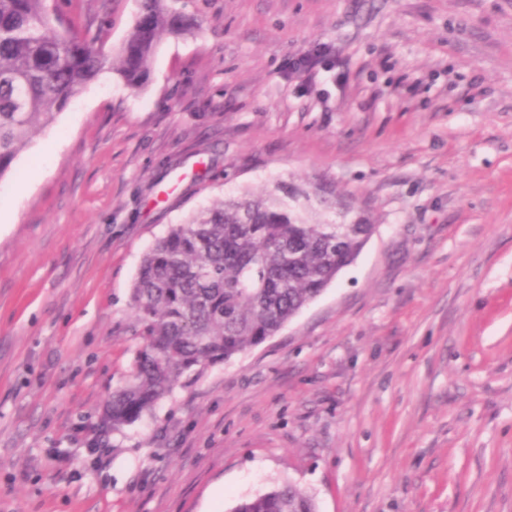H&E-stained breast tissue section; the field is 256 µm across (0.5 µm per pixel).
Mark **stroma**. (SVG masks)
I'll list each match as a JSON object with an SVG mask.
<instances>
[{
    "label": "stroma",
    "instance_id": "35a3bbf8",
    "mask_svg": "<svg viewBox=\"0 0 512 512\" xmlns=\"http://www.w3.org/2000/svg\"><path fill=\"white\" fill-rule=\"evenodd\" d=\"M112 53L137 0H54ZM0 178V512H512V0H174ZM318 52L311 70L294 63ZM335 189L376 231L275 336L96 432L143 255L214 200ZM230 512H318V508L309 492L293 483H284L239 501Z\"/></svg>",
    "mask_w": 512,
    "mask_h": 512
}]
</instances>
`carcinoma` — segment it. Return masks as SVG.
Returning <instances> with one entry per match:
<instances>
[{
    "instance_id": "carcinoma-1",
    "label": "carcinoma",
    "mask_w": 512,
    "mask_h": 512,
    "mask_svg": "<svg viewBox=\"0 0 512 512\" xmlns=\"http://www.w3.org/2000/svg\"><path fill=\"white\" fill-rule=\"evenodd\" d=\"M197 24L169 0H138L115 55L97 37L53 25L47 0H0V178L33 132L102 71L143 88L160 39ZM347 211L322 185L277 182L258 197L222 199L170 229L143 256L131 288L138 337L129 382L112 392L98 429L118 430L151 413L189 373L228 361L275 335L351 265L375 225L320 218ZM230 512H318L309 492L284 483Z\"/></svg>"
}]
</instances>
